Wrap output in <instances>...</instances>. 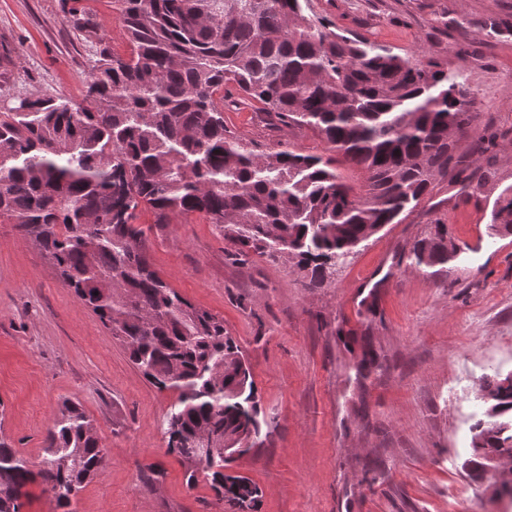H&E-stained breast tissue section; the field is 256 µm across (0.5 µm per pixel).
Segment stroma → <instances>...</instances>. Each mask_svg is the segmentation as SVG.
<instances>
[{
    "label": "stroma",
    "mask_w": 512,
    "mask_h": 512,
    "mask_svg": "<svg viewBox=\"0 0 512 512\" xmlns=\"http://www.w3.org/2000/svg\"><path fill=\"white\" fill-rule=\"evenodd\" d=\"M81 5L104 46L130 52L112 0H0V43L19 65L0 85L17 96L81 100L96 51L70 13ZM334 28L402 54L438 58L475 101L478 134L458 143L466 190L442 183L385 225L322 287L289 260L250 256L194 214L150 226L155 271L194 306L223 319L248 360L267 435L230 465L262 491L258 512H512L468 477L470 428L486 376L512 371V235L490 236L496 198L512 188V35L448 29V19L512 15V0H308ZM224 88V124L263 148L284 143L334 158L317 131L238 107ZM447 224L460 250L447 275L410 267L413 243ZM377 361L356 380L363 344ZM79 400L109 465L76 512H218L206 478L187 485L163 427L175 393L159 390L66 287L40 249L0 224V429L40 461L62 398Z\"/></svg>",
    "instance_id": "35a3bbf8"
}]
</instances>
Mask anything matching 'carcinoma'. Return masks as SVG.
<instances>
[{
	"instance_id": "1",
	"label": "carcinoma",
	"mask_w": 512,
	"mask_h": 512,
	"mask_svg": "<svg viewBox=\"0 0 512 512\" xmlns=\"http://www.w3.org/2000/svg\"><path fill=\"white\" fill-rule=\"evenodd\" d=\"M131 52L102 47L81 101L25 96L0 111V224L49 259L75 295L160 390L168 452L187 485L205 473L223 512H257L259 488L224 473L261 438L254 380L224 321L194 307L153 270L138 223L195 213L237 249L286 258L317 288L440 183L467 180L460 138L476 131L470 93L437 59L339 33L301 0H112ZM288 127L318 131L368 175L359 194L332 161L287 146L263 151L224 126V85ZM490 229L512 234V190ZM459 250L448 225L416 240L411 265L448 271ZM484 418L472 426L471 480L512 494V372L486 379ZM224 449L197 448L203 437ZM108 464L77 400L61 401L37 469L0 430V512H21L37 482L62 512Z\"/></svg>"
}]
</instances>
